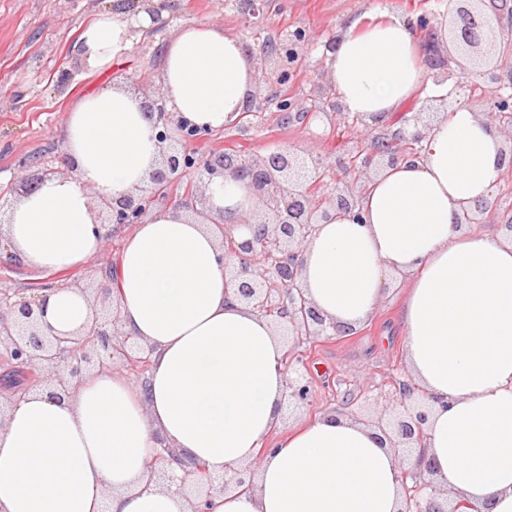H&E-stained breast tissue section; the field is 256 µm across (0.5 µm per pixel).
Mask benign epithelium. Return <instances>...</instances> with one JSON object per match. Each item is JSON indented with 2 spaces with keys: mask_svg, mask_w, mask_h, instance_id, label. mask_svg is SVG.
<instances>
[{
  "mask_svg": "<svg viewBox=\"0 0 512 512\" xmlns=\"http://www.w3.org/2000/svg\"><path fill=\"white\" fill-rule=\"evenodd\" d=\"M512 16L508 0H455L453 14L448 21V42L459 53L479 64L485 60V48L492 36L504 31L503 21ZM413 27L428 48V62L434 69L441 65L444 48L442 28L428 13L417 16ZM309 41L299 30L291 39V47L263 44L254 51L256 89L259 100L274 102L282 120H294V104L288 95L275 90L288 82V65L298 60L294 46ZM492 114L489 120L496 128L512 129V95L494 90L487 97ZM143 112L151 123L156 141L161 144V161L149 184L121 199L97 197V224L131 226L141 224L158 200L169 196L173 185L185 173L193 171L206 178L205 185L232 177L246 180L259 201L261 220L244 219L253 227L250 237L230 242L227 253L237 259L230 270L235 296L254 312L270 318L285 340L311 342L330 335L331 325L307 299L301 286L304 246L313 238L316 227L340 215H348L362 222L358 201L368 176L380 168L396 163L403 153L390 149L391 143L378 142L374 135L380 123L398 125L397 137L411 146L423 148L426 132L431 124L422 113L399 112L390 119L382 115L369 118H350L341 106L335 114L351 120L356 136L346 141L336 165L345 174L344 179L326 180L328 170L316 163L311 153L283 146L265 156L234 159L225 152L198 156L192 143L201 129L176 118L162 97L143 102ZM64 175L59 167L45 165L25 180V189L31 191L42 181ZM498 200L478 206L477 213H464L458 226L477 224L476 215L492 214ZM56 287L47 282L19 296L0 290V351L6 353L7 368L0 371L5 378L15 370L32 367L38 372L32 388H48L51 394L69 392L78 387L83 377L94 369L110 368L118 364L139 379L149 368V352L128 343L118 331L119 309L112 299L109 273H104L95 288H84L92 314L84 326L82 337L58 336L40 329L38 314L47 299V291ZM298 354L289 349L284 379V399L288 406L302 408L314 399L309 379L296 368ZM29 388L14 389L8 383L0 384V429L8 412L24 398ZM389 418L368 421L366 425L378 430L393 442L399 454L411 459L402 469V479L412 481L406 488L403 512H460L458 505L448 502V508L435 507L443 495L432 475L431 463L424 454H415L422 447L426 423L431 408L429 400L409 380L392 381ZM256 464L233 468L224 474L221 489L225 492L239 488L251 480ZM151 476L179 487L193 497L192 512H210L215 478L202 472L201 466L190 462L168 448L155 451L147 463Z\"/></svg>",
  "mask_w": 512,
  "mask_h": 512,
  "instance_id": "benign-epithelium-1",
  "label": "benign epithelium"
}]
</instances>
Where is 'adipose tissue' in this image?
<instances>
[{"instance_id": "1", "label": "adipose tissue", "mask_w": 512, "mask_h": 512, "mask_svg": "<svg viewBox=\"0 0 512 512\" xmlns=\"http://www.w3.org/2000/svg\"><path fill=\"white\" fill-rule=\"evenodd\" d=\"M129 38L124 11L99 13L79 55L108 71ZM426 52L404 17L380 0L342 20L327 54L344 111H397L424 86ZM161 80L178 116L221 130L256 87L250 45L212 23L179 28ZM55 177L12 202L0 227L22 265L45 274L80 268L102 248L93 193L115 198L147 182L160 148L139 98L119 89L84 95L67 113ZM512 163L487 118L459 104L429 130L419 158L368 185L362 222L319 225L305 246L306 297L338 330L370 319L391 277L410 287L399 318L412 381L435 397L426 458L435 480L471 512H512V240L456 227L490 199ZM209 215L177 207L127 235L119 260L121 330L151 349L144 379L103 369L71 396L33 390L0 429V512H191L178 486L150 483L147 462L173 449L210 473L258 462L249 491L214 493L211 512H402L401 474L389 441L329 412L269 443L284 414L286 345L269 318L228 290L223 236L248 237L257 202L247 182L213 183ZM89 303L76 288L49 293L43 329L73 334Z\"/></svg>"}]
</instances>
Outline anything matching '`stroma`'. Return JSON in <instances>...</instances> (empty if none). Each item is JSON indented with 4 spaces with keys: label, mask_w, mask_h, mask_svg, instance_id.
Returning a JSON list of instances; mask_svg holds the SVG:
<instances>
[{
    "label": "stroma",
    "mask_w": 512,
    "mask_h": 512,
    "mask_svg": "<svg viewBox=\"0 0 512 512\" xmlns=\"http://www.w3.org/2000/svg\"><path fill=\"white\" fill-rule=\"evenodd\" d=\"M364 0H278L266 20L245 27L235 0H163L160 20L142 26L136 9H129V45L109 73H91L78 54L81 29L98 12L112 9L113 0H0V189L6 188L21 161L38 159L58 164L64 144L67 112L90 90L122 88L141 99L162 96L160 65L167 40L183 24L209 22L224 26L254 45L272 40L289 42L302 29L312 47H299L287 93L301 112L329 109L324 96L331 83L325 67L326 44L336 36L339 21L363 7ZM443 68L457 95L467 103L487 85L488 76L467 60L446 49ZM256 116L247 135L235 128L201 136L193 144L206 156L229 148L245 157L288 145L309 150L328 164L340 155L353 130L329 120L283 123L275 108L251 101ZM125 229H114L107 248L101 249L81 270L58 274L61 283L89 286L101 270L115 264L124 245ZM399 290L381 302L374 317L353 334L318 338L306 344L305 373L312 382V406L290 413L289 422L338 408L347 396L361 395L363 411L377 417L385 409L392 378L406 370L399 322Z\"/></svg>",
    "instance_id": "35a3bbf8"
}]
</instances>
